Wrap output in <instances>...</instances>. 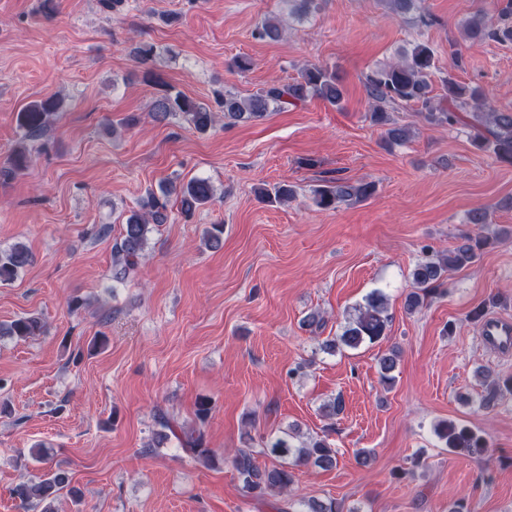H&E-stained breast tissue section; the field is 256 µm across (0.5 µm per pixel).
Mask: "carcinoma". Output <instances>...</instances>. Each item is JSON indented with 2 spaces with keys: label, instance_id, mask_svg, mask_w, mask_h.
I'll return each mask as SVG.
<instances>
[{
  "label": "carcinoma",
  "instance_id": "1",
  "mask_svg": "<svg viewBox=\"0 0 512 512\" xmlns=\"http://www.w3.org/2000/svg\"><path fill=\"white\" fill-rule=\"evenodd\" d=\"M390 11L398 17L414 15L417 22L427 26L430 18L420 13L421 0H383ZM318 9L316 0H288V15L302 21ZM285 32L281 20L267 17L256 27L253 35L260 39L278 41ZM464 40L472 45L486 41L512 43V3L493 16L484 10L476 11L462 24ZM436 69L435 51L425 41H416L411 47L397 53V58L370 68L365 75V91L372 104V123L387 127L389 142L400 144L409 140L410 130L397 123L390 110L398 106H415L423 119L435 126L454 127L461 125L470 129L471 144L479 151L489 153L496 163L512 167V110H500L488 102L485 90L479 85H464L453 76L442 82V97L434 95L432 75ZM345 88L337 71L314 64L304 69L300 76L286 84L271 83L259 91L240 97L229 91L220 93L215 99L219 111L224 113V122L229 125L257 121L268 113L286 105L304 103L318 98L332 106L344 99ZM60 103L52 98L30 103L17 112L18 128L23 131V140L41 136L52 124ZM179 115L198 131L207 130L214 121L212 108L198 103L180 93L169 90L158 95L152 105L155 121L163 122ZM373 182L351 183L342 178L330 179L313 191V202L322 210H337L343 205L362 202L374 195ZM264 200L288 201L294 190L280 183L268 190L257 191ZM214 197V187L206 178H194L187 183L165 182L159 189L150 190L141 198L139 209L131 211L121 225L119 236L112 245L113 263L119 266L117 274L124 275L138 265L148 244V233L156 226L167 223L171 205L180 213L191 217L196 210L208 204ZM493 210L478 207L470 210L466 223L477 227V232H464L457 245L443 253L428 254L416 262L410 272L414 290L406 296L407 311L415 312L423 307L425 299L446 293L444 285L448 275L477 262L497 236L485 229L492 223ZM31 262V253L26 245L14 244L9 250L0 252V282L13 280ZM391 322L387 297L380 290L369 293L364 303L353 308L344 318L340 335L326 340L322 348L334 353L340 348L356 350L363 345L374 344L385 337ZM44 325L37 316H24L7 324H0V336L28 338L38 336ZM399 361V353L390 348L378 357L381 382L393 384ZM482 391L478 406L487 410L495 408L504 393L512 394V382L500 381L486 370L478 372ZM156 423L166 433L162 437H174L181 450L192 459L209 464L213 451L205 447L201 433L186 430L172 421L163 412L155 415ZM436 436L445 441L453 453L469 457L481 456L487 451L482 435L454 421H440L434 425ZM262 454L275 460L270 466H262L251 448H239L231 457L242 491L257 502L285 494L295 482L294 468L311 466L329 469L336 465L337 451L325 435H317L306 441H295V433L283 432L281 436L261 438ZM79 501L80 489L71 485L68 473L60 468L48 469L34 482L16 485L12 489L23 507H34L40 512H54V501L62 492ZM276 512H343L333 498L325 500L290 497L285 504L275 507Z\"/></svg>",
  "mask_w": 512,
  "mask_h": 512
}]
</instances>
